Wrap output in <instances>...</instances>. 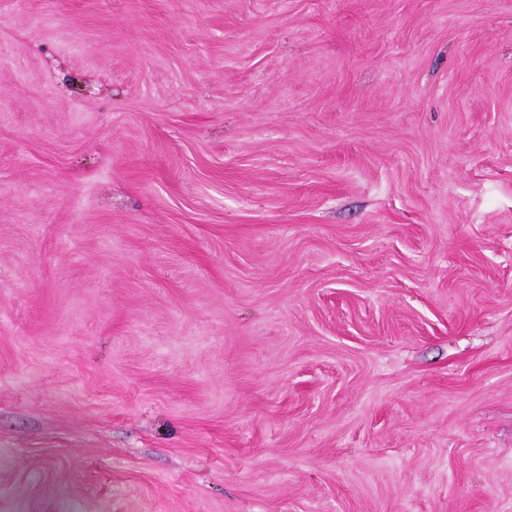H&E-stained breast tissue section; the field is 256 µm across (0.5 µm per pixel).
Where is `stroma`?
Masks as SVG:
<instances>
[{
  "mask_svg": "<svg viewBox=\"0 0 512 512\" xmlns=\"http://www.w3.org/2000/svg\"><path fill=\"white\" fill-rule=\"evenodd\" d=\"M0 512H512V0H0Z\"/></svg>",
  "mask_w": 512,
  "mask_h": 512,
  "instance_id": "obj_1",
  "label": "stroma"
}]
</instances>
